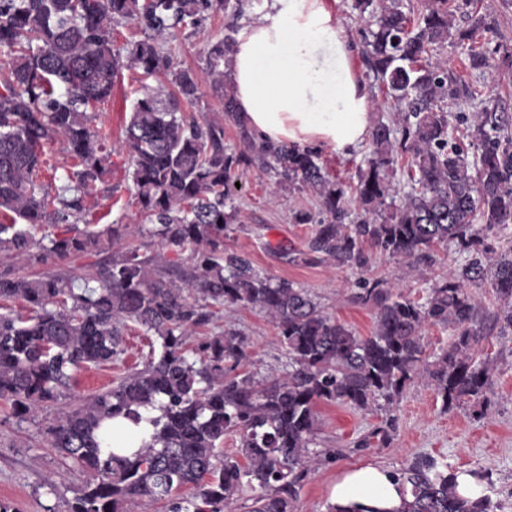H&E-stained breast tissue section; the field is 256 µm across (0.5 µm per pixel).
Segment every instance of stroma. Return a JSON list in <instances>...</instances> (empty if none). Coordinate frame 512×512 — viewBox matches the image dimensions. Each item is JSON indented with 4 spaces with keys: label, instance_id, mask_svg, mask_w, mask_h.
Segmentation results:
<instances>
[{
    "label": "stroma",
    "instance_id": "1",
    "mask_svg": "<svg viewBox=\"0 0 512 512\" xmlns=\"http://www.w3.org/2000/svg\"><path fill=\"white\" fill-rule=\"evenodd\" d=\"M481 12L490 14L494 33L477 32L471 43L445 44L438 57L467 82L479 87L477 99L452 103L451 111L477 112L488 104H503L512 109V68L496 65L473 70L467 65L470 47L499 44L512 52V0H481ZM224 15L209 19L197 33L180 32L168 40L166 51L177 63L201 70L209 42L224 32ZM164 77L139 82L131 70H121L114 79L112 96L95 110L96 124L120 139L131 114L132 103L145 89H158ZM125 155L113 154L111 171L104 182L91 191L94 222L99 227L124 224L127 242L143 245L145 252L157 253L155 240L139 232L141 217L125 177ZM244 228L226 238L227 249L248 255L256 268L277 279H287L310 289L323 310L367 336L374 328L370 307L353 302L360 275L357 271L330 264L306 266L289 262L279 246L302 247L311 227L291 223L292 213L315 209L317 201L306 190L270 189V177L254 168L242 178V190L235 199ZM463 257L455 248L439 250L436 264L420 272L406 268L388 257L375 258V274L392 278L421 295L426 281L459 267ZM228 328L244 331L251 341L250 355L243 363L249 372L265 375L281 372L285 351L265 316L256 310L237 306L217 309L213 332ZM151 339L138 329L124 337L126 349L121 361L109 366L78 371L73 398L86 397L108 387L112 380L141 364L150 351ZM483 353L496 356L494 391L486 415H478L472 404L443 409L440 397L424 381H414L395 405L396 427L388 442L373 439L372 431L381 426L383 414L358 411L346 405L322 404L317 408L318 448L335 451L336 458L309 474L300 493L299 512H327L329 490L342 471L369 463L399 469L421 457H434L457 472L484 474L483 490L500 512H512V340L489 337ZM56 416L55 407L41 411L34 419L19 420L8 406L0 404V501L11 504L15 512H67L85 473L62 459L48 443L47 431ZM368 447H359L361 439Z\"/></svg>",
    "mask_w": 512,
    "mask_h": 512
}]
</instances>
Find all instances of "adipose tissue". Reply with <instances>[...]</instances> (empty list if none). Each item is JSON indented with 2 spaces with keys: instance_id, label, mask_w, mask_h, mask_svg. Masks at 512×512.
Wrapping results in <instances>:
<instances>
[{
  "instance_id": "ef3b65f1",
  "label": "adipose tissue",
  "mask_w": 512,
  "mask_h": 512,
  "mask_svg": "<svg viewBox=\"0 0 512 512\" xmlns=\"http://www.w3.org/2000/svg\"><path fill=\"white\" fill-rule=\"evenodd\" d=\"M226 73L258 140L347 154L370 136L371 98L328 0H271L242 20ZM403 498L393 471L365 465L337 480L328 503L337 512H400Z\"/></svg>"
}]
</instances>
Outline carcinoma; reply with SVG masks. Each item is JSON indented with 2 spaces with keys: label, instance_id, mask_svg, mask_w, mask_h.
Here are the masks:
<instances>
[{
  "label": "carcinoma",
  "instance_id": "carcinoma-1",
  "mask_svg": "<svg viewBox=\"0 0 512 512\" xmlns=\"http://www.w3.org/2000/svg\"><path fill=\"white\" fill-rule=\"evenodd\" d=\"M375 2L376 30L363 55L394 118L372 127L370 151L349 187L316 151L257 141L236 110L224 65L245 0H0V253L43 250L64 260L103 244L109 250L80 277L82 288L51 272L30 278L0 264V303L22 301L29 311L0 313V401L18 419L34 418L67 396L75 372L124 355L125 330L137 326L161 339L142 367L59 410L49 443L89 475L67 512H135L146 499L165 502L166 512H230L245 492L249 512H297L304 480L332 460L331 451L311 448L318 404L384 412L385 424L358 441L363 448L389 438L393 405L419 376L446 410L488 399L494 360L479 356V344L493 328L512 337V246L491 243L512 225V113L496 104L448 111V102L479 92L434 54L450 40L493 29L478 8L468 28L457 26L456 11L471 0H424L414 21L399 0H353L352 8L362 16ZM219 12L224 33L205 62L224 120L189 118L181 104L198 98L201 77L178 65L164 43ZM122 22L142 38L115 44L112 26ZM492 60L470 49V68ZM123 68L144 80L164 75L171 87L136 99L119 148L146 233L168 252L190 250L187 269L127 244L120 224H78L90 211V185L111 166L112 133L93 124L91 109L111 98ZM226 124L242 149L225 144ZM460 125L477 145L471 157L454 136ZM57 139L72 165L52 196L37 177L53 168L48 146ZM252 166L274 171V187L310 190L319 200L317 212L291 216L312 225L304 248L284 251L291 262L364 272L375 249L418 271L452 244L464 263L432 280L420 299L385 277L359 281L353 300L374 311L371 335L361 336L309 289L224 247L230 232L244 228L233 200ZM44 224L66 229L45 245L31 233ZM472 288L492 290V312H481ZM224 305L269 318L288 354L282 373L238 371L249 337L236 329L206 334L214 308ZM429 324L451 332L448 346L431 356L423 336ZM155 407L159 415L143 416ZM118 417L151 426L129 456L112 450L104 430ZM226 435L237 439L227 455ZM396 474L410 496L402 512H493L489 497L460 495L461 473L431 457Z\"/></svg>",
  "mask_w": 512,
  "mask_h": 512
}]
</instances>
